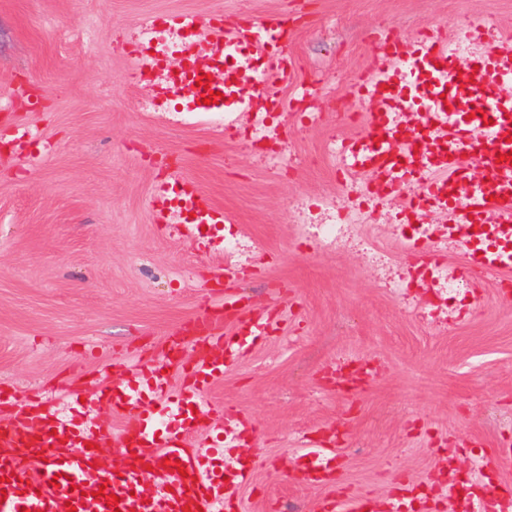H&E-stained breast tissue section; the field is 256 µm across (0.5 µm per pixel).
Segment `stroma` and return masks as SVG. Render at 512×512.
<instances>
[{
  "instance_id": "1",
  "label": "stroma",
  "mask_w": 512,
  "mask_h": 512,
  "mask_svg": "<svg viewBox=\"0 0 512 512\" xmlns=\"http://www.w3.org/2000/svg\"><path fill=\"white\" fill-rule=\"evenodd\" d=\"M172 11L293 16L288 50L322 99L311 125L282 109L285 169L264 162L246 119L216 129L146 110L155 91L130 80L128 51L139 21ZM435 26L512 38V0H0V391L99 424L113 460L124 420L100 391L161 365L169 331L210 308L224 270L223 225L152 221L153 189L177 170L262 243L237 271L267 329L209 386L210 426L194 434L202 444L228 417L246 422L242 512H321L332 493L385 501L405 485L434 487L432 512H451L449 485L512 449V271L433 319L428 290L398 295L372 255L317 251L297 232L301 205L351 189L325 151L362 131L340 104L373 67L370 34ZM363 201L362 233L399 268L464 263L452 245L403 250L394 204ZM344 361L374 368L357 391L336 384ZM337 431L334 483L301 485L302 455Z\"/></svg>"
}]
</instances>
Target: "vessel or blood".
<instances>
[{"mask_svg":"<svg viewBox=\"0 0 512 512\" xmlns=\"http://www.w3.org/2000/svg\"><path fill=\"white\" fill-rule=\"evenodd\" d=\"M169 26L220 47L212 65L181 58L172 68L175 85L191 84L187 110L196 117L246 112L254 96L293 85L298 66L285 44L292 18L273 14L224 22L193 12L168 17ZM475 35L459 29L453 40L436 32L403 39L391 32L375 37L380 58L362 79L359 95L368 100L364 130L340 151L341 166L367 171L372 191H399L419 181L425 201L447 216L448 237L469 256L455 267L456 277L478 288L485 275L512 269V42L502 41L475 59L457 49ZM259 51L261 64L252 93H243L238 72L225 55L236 48ZM207 86H199L202 74ZM217 103L207 104L210 93ZM416 115L399 123L397 113ZM173 196L155 220L170 223L174 210L198 224H228L232 218L207 201L195 182L172 173ZM216 315L189 320L165 344L171 367L182 376L171 390L161 369L143 372L140 381L115 384L103 392L114 414L123 416L121 453L101 461V428L31 410L11 413L0 422V512H240L239 492L252 472L225 466L224 448L194 444L190 435L206 421L203 391L237 361L243 343L227 338L224 323L235 318L241 330L263 335L265 315L245 310L232 291H216ZM208 343L210 352L185 364L180 351L191 342ZM336 451L309 449L304 460L312 472L334 462ZM107 494L95 498L98 489ZM116 495L118 506L108 505Z\"/></svg>","mask_w":512,"mask_h":512,"instance_id":"vessel-or-blood-1","label":"vessel or blood"}]
</instances>
